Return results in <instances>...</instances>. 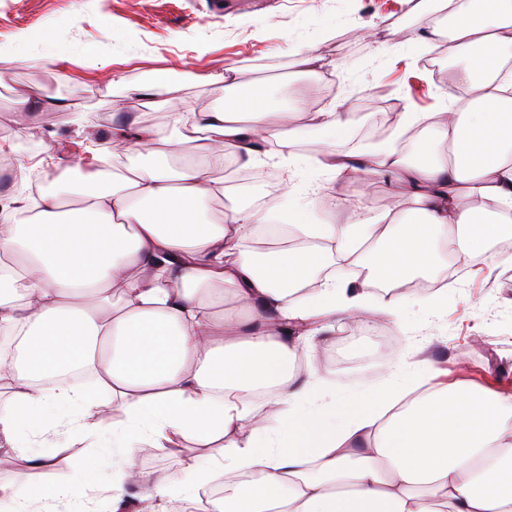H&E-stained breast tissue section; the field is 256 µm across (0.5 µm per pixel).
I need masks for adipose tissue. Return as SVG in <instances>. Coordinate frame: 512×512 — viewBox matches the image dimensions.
I'll return each mask as SVG.
<instances>
[{
  "label": "adipose tissue",
  "instance_id": "adipose-tissue-1",
  "mask_svg": "<svg viewBox=\"0 0 512 512\" xmlns=\"http://www.w3.org/2000/svg\"><path fill=\"white\" fill-rule=\"evenodd\" d=\"M415 8L427 18L417 40L448 42L456 91L441 110L402 113L396 128L424 127L447 156L421 163L382 142L363 167L329 151L313 164L399 182L408 206L390 223L350 213L314 224L298 205L289 222L321 248H245L261 211L234 209L220 224L203 215L225 191V160L260 171L263 142L296 160L301 131L272 101L185 110L160 77L153 87L172 120L126 146L148 162L109 175L95 155L35 204L16 198L0 222V327L20 334L18 357L0 355V386L14 393L0 405V457L32 455L77 428L104 436L116 463L98 486L118 504L145 447L220 437L223 455L189 460L180 480L146 487L143 499L199 512V491L219 472L220 512H512V396L446 386L409 400L405 377L352 405L335 401L315 364L294 371L297 339L313 324L396 322L422 305L407 292L373 307L374 278L429 275L448 289L449 264L512 237V0ZM435 11L452 19L450 32ZM200 135L211 145L205 164H167ZM363 241L372 277L312 287ZM37 377L52 390L33 386ZM262 387L274 394L259 412ZM105 396L126 403L125 422L100 417Z\"/></svg>",
  "mask_w": 512,
  "mask_h": 512
}]
</instances>
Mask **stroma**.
<instances>
[{"mask_svg":"<svg viewBox=\"0 0 512 512\" xmlns=\"http://www.w3.org/2000/svg\"><path fill=\"white\" fill-rule=\"evenodd\" d=\"M419 16L408 0H269L263 7L228 0L223 13L207 0H0V143L24 160V143L44 165L30 174L27 198L37 197L89 149L113 144L120 117L147 131L161 130L169 111L144 103L142 89L166 75L175 95L196 111L224 102V76L263 83L270 95L287 88L305 108L294 123L303 135L294 150L314 159L324 150L363 154L375 136L367 116L382 112H433L448 88L449 70L427 68L436 44L399 47L394 32L416 30ZM314 48L322 65L301 72L300 51ZM55 100L52 108L18 117L14 102L30 89ZM123 99L118 114L114 99ZM338 104L351 130L325 140L312 114ZM265 171L276 173L280 203H307L316 224H337L343 207L367 216L386 212L392 187L380 178L358 179L347 172L320 176L318 194L308 190L305 170L271 156ZM456 282L435 311L410 308L404 325L385 321L359 330L337 323L334 331L308 336L299 353L322 369L328 391L355 400L378 385L387 348L406 357L415 372L433 368L428 386H468L473 365L484 370L483 387L512 391V270L476 255L455 271ZM218 442L180 438L178 449L138 457L139 484L130 489L128 512L142 503V486L181 478L186 459L219 455ZM45 466L15 460L0 470V482L18 473L53 490L74 473L94 482L109 464L97 443L74 436L71 447L43 448Z\"/></svg>","mask_w":512,"mask_h":512,"instance_id":"35a3bbf8","label":"stroma"}]
</instances>
